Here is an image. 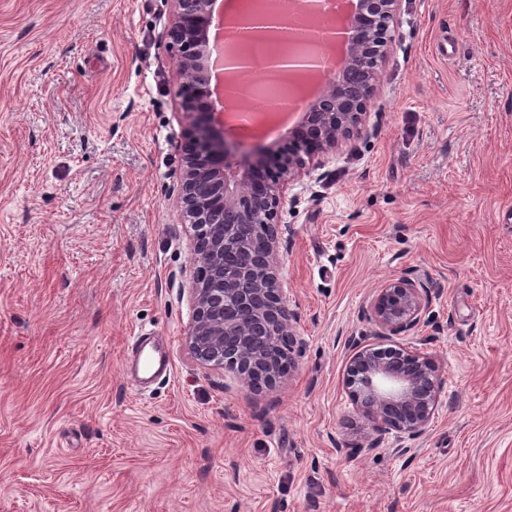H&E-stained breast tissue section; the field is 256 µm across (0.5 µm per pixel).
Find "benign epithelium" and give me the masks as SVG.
<instances>
[{"mask_svg": "<svg viewBox=\"0 0 512 512\" xmlns=\"http://www.w3.org/2000/svg\"><path fill=\"white\" fill-rule=\"evenodd\" d=\"M306 21L327 20L328 35L318 48L335 58L336 73L326 77L310 67H296L303 55L291 51L281 59L289 68H267L271 80L292 89L289 108L303 112L302 124L288 130V151L274 153L256 144L244 149L224 137L229 121L240 122L242 111L224 98L252 96L240 81L237 65L257 62L256 47L283 27L299 28L297 16L273 7L240 6L227 18L216 0H171L167 30L174 52L177 97L188 119L179 204L184 222L195 232L190 298L194 315L184 345L205 369H230L247 383L273 387L292 367L296 315L278 285L280 209L285 185L301 174L305 158L336 148L358 132L366 103L379 73L364 96L344 93L345 80L356 66H379L390 41V22L401 0H301ZM280 114L278 109L250 114L249 129H258ZM226 210L255 225L254 237L243 239L233 225L211 233L207 225ZM427 283L402 277L378 289L368 316L378 336H397L425 323ZM244 326L263 329L271 340L288 337V348L271 357L260 348L224 343ZM346 368L345 386L361 414L379 432L396 431L398 455L408 454L427 432L435 415L440 389L433 357L415 346L382 351L358 341Z\"/></svg>", "mask_w": 512, "mask_h": 512, "instance_id": "obj_1", "label": "benign epithelium"}]
</instances>
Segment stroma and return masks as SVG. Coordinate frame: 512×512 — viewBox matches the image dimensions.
<instances>
[{
    "mask_svg": "<svg viewBox=\"0 0 512 512\" xmlns=\"http://www.w3.org/2000/svg\"><path fill=\"white\" fill-rule=\"evenodd\" d=\"M170 0H0V512H512V0H401L358 133L280 219L294 368H200ZM423 275L438 404L407 455L344 385ZM172 372L123 376L131 336ZM427 283L418 276L402 277L379 288L367 310L376 336H398L425 323Z\"/></svg>",
    "mask_w": 512,
    "mask_h": 512,
    "instance_id": "35a3bbf8",
    "label": "stroma"
}]
</instances>
